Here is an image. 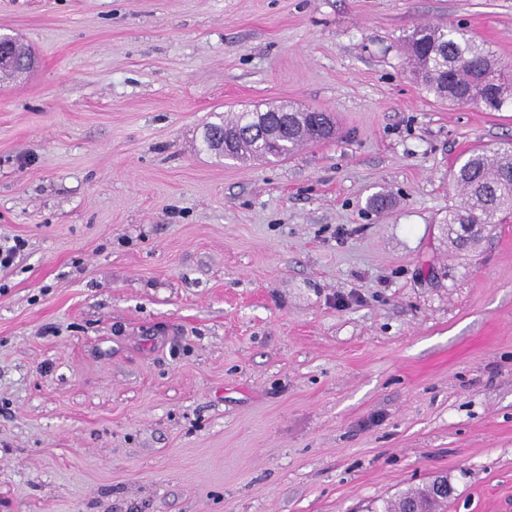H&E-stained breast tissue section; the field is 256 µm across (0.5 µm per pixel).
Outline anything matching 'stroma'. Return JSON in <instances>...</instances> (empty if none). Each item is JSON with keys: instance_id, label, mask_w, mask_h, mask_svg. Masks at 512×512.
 <instances>
[{"instance_id": "1", "label": "stroma", "mask_w": 512, "mask_h": 512, "mask_svg": "<svg viewBox=\"0 0 512 512\" xmlns=\"http://www.w3.org/2000/svg\"><path fill=\"white\" fill-rule=\"evenodd\" d=\"M442 23L512 68V0H0V512H512V217L445 223L512 108L411 77ZM276 102L335 138L204 149ZM10 35L0 34V73L10 70L11 68L17 67V60L11 51V45L14 43V52L17 58L21 61H26L33 54L27 47L25 50L21 45V41ZM440 478V477H437ZM436 478V479H437ZM434 479V481L436 480ZM427 489L411 493L410 495L403 498L398 506L399 511L404 509V503L408 500H415L420 505V510L427 512H444L448 507V496H436L433 492V483ZM414 506H408L405 508V512H419Z\"/></svg>"}]
</instances>
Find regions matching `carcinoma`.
<instances>
[{
  "instance_id": "cac0c4a2",
  "label": "carcinoma",
  "mask_w": 512,
  "mask_h": 512,
  "mask_svg": "<svg viewBox=\"0 0 512 512\" xmlns=\"http://www.w3.org/2000/svg\"><path fill=\"white\" fill-rule=\"evenodd\" d=\"M404 54L416 81L450 106L484 104L494 111L512 103V71L499 65L494 52L468 31L453 25H420L402 39ZM207 131L224 134V158L242 161L252 150L262 160H283L303 143L314 144L336 135V121L328 112H236L228 119L214 114ZM461 189L460 200L448 206L445 223L469 224L455 248L467 251L484 237L488 227L512 213V146H478L450 173ZM415 500L422 512H445L448 497L429 487L403 498Z\"/></svg>"
}]
</instances>
